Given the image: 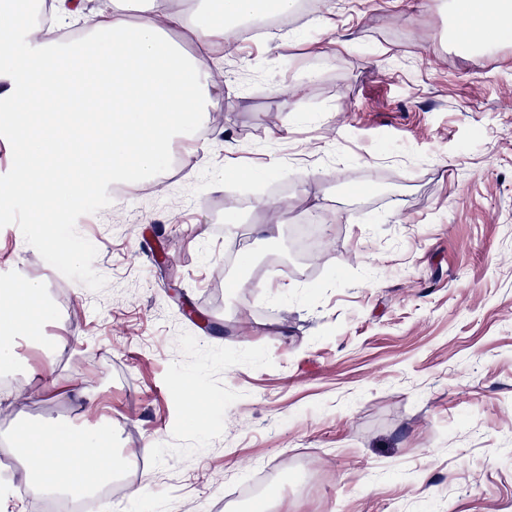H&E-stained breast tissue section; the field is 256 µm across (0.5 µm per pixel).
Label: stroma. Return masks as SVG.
<instances>
[{
	"label": "stroma",
	"instance_id": "stroma-1",
	"mask_svg": "<svg viewBox=\"0 0 512 512\" xmlns=\"http://www.w3.org/2000/svg\"><path fill=\"white\" fill-rule=\"evenodd\" d=\"M461 28L450 0H320L235 39L177 170L14 194L0 284L52 315L0 426L109 423L129 491L101 512H224L267 477L275 512H512V36Z\"/></svg>",
	"mask_w": 512,
	"mask_h": 512
}]
</instances>
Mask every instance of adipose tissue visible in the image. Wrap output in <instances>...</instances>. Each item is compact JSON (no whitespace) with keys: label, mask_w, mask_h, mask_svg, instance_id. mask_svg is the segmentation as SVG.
Instances as JSON below:
<instances>
[{"label":"adipose tissue","mask_w":512,"mask_h":512,"mask_svg":"<svg viewBox=\"0 0 512 512\" xmlns=\"http://www.w3.org/2000/svg\"><path fill=\"white\" fill-rule=\"evenodd\" d=\"M295 0H50L54 23L81 19L95 48L34 32L28 54L0 74V127L15 133L16 190L36 207L59 195L79 200L91 185L128 184L154 173L172 143L199 127L221 89L208 54L228 47L234 25L266 9L285 15ZM462 42L478 48L512 30V0H455ZM185 31L200 43L188 52L172 37ZM43 287L23 281L0 290V365L18 338L49 312ZM32 493L86 491L111 476L120 457L96 429L82 425L29 431L19 448ZM66 465H59V457Z\"/></svg>","instance_id":"ef3b65f1"}]
</instances>
